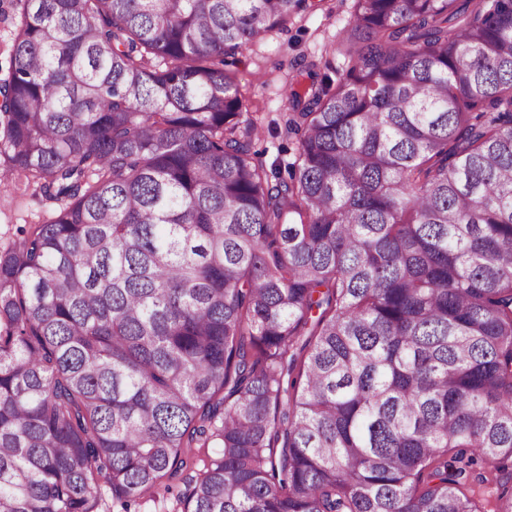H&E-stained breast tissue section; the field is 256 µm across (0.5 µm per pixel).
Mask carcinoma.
<instances>
[{
  "mask_svg": "<svg viewBox=\"0 0 512 512\" xmlns=\"http://www.w3.org/2000/svg\"><path fill=\"white\" fill-rule=\"evenodd\" d=\"M20 2L0 512H512V0H355L285 177L224 64L306 0ZM59 203L47 200L24 176L0 180V252L17 244L38 224L56 217ZM185 492V485L182 482H173L170 493L163 491L155 498L144 499L131 507L132 512H173L172 507L176 504L177 495Z\"/></svg>",
  "mask_w": 512,
  "mask_h": 512,
  "instance_id": "1",
  "label": "carcinoma"
}]
</instances>
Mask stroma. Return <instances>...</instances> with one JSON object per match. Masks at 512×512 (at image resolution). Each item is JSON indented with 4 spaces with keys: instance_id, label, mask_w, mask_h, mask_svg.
Masks as SVG:
<instances>
[{
    "instance_id": "obj_1",
    "label": "stroma",
    "mask_w": 512,
    "mask_h": 512,
    "mask_svg": "<svg viewBox=\"0 0 512 512\" xmlns=\"http://www.w3.org/2000/svg\"><path fill=\"white\" fill-rule=\"evenodd\" d=\"M354 0H308L287 30L273 31L237 54L225 68L243 102L245 116L260 130L253 149L265 165L293 161L296 143L274 134L273 120L286 112L288 84L309 61L343 68ZM59 204L47 200L38 186L22 176L0 179V252L9 249L37 225L56 217Z\"/></svg>"
}]
</instances>
